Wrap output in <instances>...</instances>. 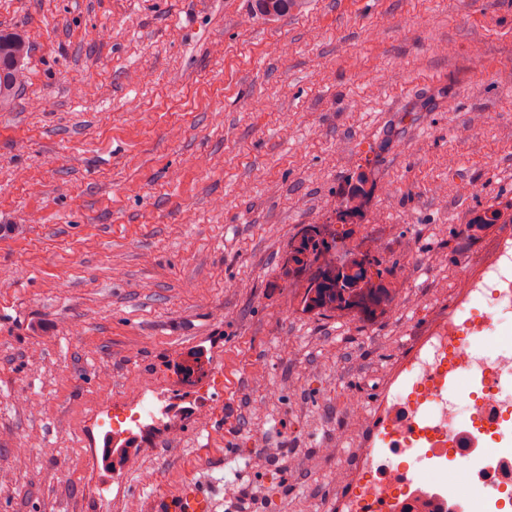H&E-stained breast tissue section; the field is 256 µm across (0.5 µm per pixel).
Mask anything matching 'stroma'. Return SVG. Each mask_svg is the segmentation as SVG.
Masks as SVG:
<instances>
[{"instance_id": "stroma-1", "label": "stroma", "mask_w": 512, "mask_h": 512, "mask_svg": "<svg viewBox=\"0 0 512 512\" xmlns=\"http://www.w3.org/2000/svg\"><path fill=\"white\" fill-rule=\"evenodd\" d=\"M0 29L30 45L0 112V512H179L188 482L333 512L355 401L512 236V0H0ZM308 224L382 239V313L303 308ZM133 377L163 418L130 422Z\"/></svg>"}]
</instances>
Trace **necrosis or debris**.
<instances>
[{
    "label": "necrosis or debris",
    "mask_w": 512,
    "mask_h": 512,
    "mask_svg": "<svg viewBox=\"0 0 512 512\" xmlns=\"http://www.w3.org/2000/svg\"><path fill=\"white\" fill-rule=\"evenodd\" d=\"M512 318V238L502 239L477 274H462L446 318L420 338L414 353L395 369V392L361 408L378 436L359 467L344 473L349 493L336 512H400L414 485L429 483L426 471L403 462L407 450L430 460H452L468 469L474 492L460 496L443 485L439 500L462 512H490L488 490L512 486V336H498ZM496 337L493 354L475 351L477 341ZM473 384L465 406L451 392L462 377Z\"/></svg>",
    "instance_id": "4bbe7bcc"
}]
</instances>
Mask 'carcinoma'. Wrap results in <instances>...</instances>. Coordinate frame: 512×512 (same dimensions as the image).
<instances>
[{
    "instance_id": "obj_1",
    "label": "carcinoma",
    "mask_w": 512,
    "mask_h": 512,
    "mask_svg": "<svg viewBox=\"0 0 512 512\" xmlns=\"http://www.w3.org/2000/svg\"><path fill=\"white\" fill-rule=\"evenodd\" d=\"M257 9L271 18H279L297 7L296 0H255ZM29 50L28 40L15 31L0 30V112L13 106L23 73L24 61ZM369 191L359 188V205L353 207L340 202L338 215L341 222L363 216ZM336 247V234L326 232L324 224H309L295 237L288 254V264L295 265L293 272L316 267V274L307 279L301 302L303 307L317 313L356 311L371 317L384 310L391 300V290L385 282L350 281L341 288H324L320 281L327 276L323 265L329 251Z\"/></svg>"
}]
</instances>
